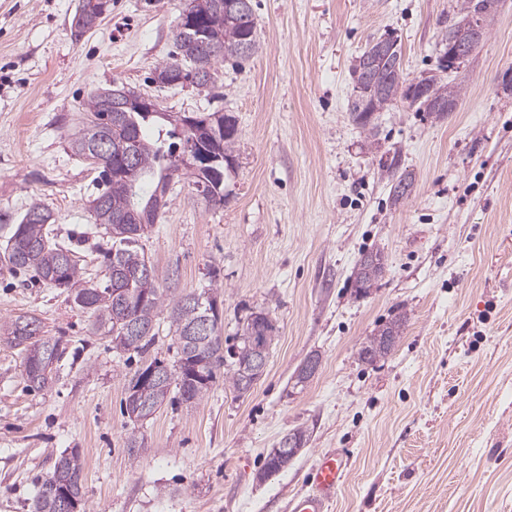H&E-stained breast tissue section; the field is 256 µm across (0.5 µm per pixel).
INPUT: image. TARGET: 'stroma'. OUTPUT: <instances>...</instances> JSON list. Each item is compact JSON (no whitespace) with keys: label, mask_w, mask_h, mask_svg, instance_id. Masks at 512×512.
I'll use <instances>...</instances> for the list:
<instances>
[{"label":"stroma","mask_w":512,"mask_h":512,"mask_svg":"<svg viewBox=\"0 0 512 512\" xmlns=\"http://www.w3.org/2000/svg\"><path fill=\"white\" fill-rule=\"evenodd\" d=\"M78 4L0 0V212L17 222L41 200L101 273L85 236L98 172L67 146L89 93L118 83L165 112L232 113L225 205L176 183L141 245L159 278L178 269L180 291L218 279L225 339L259 311L277 332L246 395L219 377L196 404L170 400L136 426L123 402L142 357L92 334L64 289L0 265V319L35 315L66 347L58 381L38 391L0 337V512H32L55 458L74 449L79 512H289L330 451L349 460L330 512H512V0L455 72L453 112L399 101L370 131L349 112L356 58L390 34L408 78L435 72L458 0H252L260 50L224 62L212 91L152 80L183 0H110L79 38ZM394 159L413 179L399 201L384 170ZM369 250L385 272L360 293L353 272ZM398 314L395 349L360 361ZM313 354L317 373L296 386ZM298 428L305 448L259 480ZM134 429L145 446L132 455Z\"/></svg>","instance_id":"obj_1"}]
</instances>
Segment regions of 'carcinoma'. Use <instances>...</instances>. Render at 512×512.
Segmentation results:
<instances>
[{
	"instance_id": "1",
	"label": "carcinoma",
	"mask_w": 512,
	"mask_h": 512,
	"mask_svg": "<svg viewBox=\"0 0 512 512\" xmlns=\"http://www.w3.org/2000/svg\"><path fill=\"white\" fill-rule=\"evenodd\" d=\"M227 0H186V7L195 11L202 22L220 33L222 39L198 47L193 31L177 22L172 32L177 54L156 68L155 81L170 85L196 65L217 71V65L238 57V47L245 41L250 45V55L260 49L256 35L254 12L231 11ZM91 0H82L74 17L76 36L94 29L102 15L90 6ZM377 40L368 43L352 67L354 84L371 89L366 97H354L350 112L354 122L364 129L373 128L375 115L388 109L395 101L402 100L417 110L444 115L438 103L458 101L462 88L447 81L446 74L454 69L455 62L448 51H443L436 72L428 76L429 94L419 98L410 94L413 81L401 74L394 77L392 58L379 55ZM137 97L140 92L116 85L110 89L92 92L86 101V121L83 127L68 135L72 153L99 169V180L104 189L93 200L92 213L95 224L104 230L112 241L109 248L101 250L104 258V283L87 273V261L71 244L53 234L54 218L51 211L39 200L29 204L20 223L14 225L6 242L3 260L9 270L31 271L42 284L50 288H63L73 303L94 318L93 329L109 338L117 353L148 352L156 336L159 315L168 311L170 327L177 337V363L185 371L163 380L145 383L139 388L138 397L126 402V413L138 423L152 417L170 399L171 391L179 393L183 402L194 404L201 400L216 379V370L224 359V339L221 330L204 337L189 338L187 332L202 320L216 301L214 288L216 276H211L210 289L199 293H176L174 288L158 285L157 274L144 277L136 272L152 263L145 256L139 242L147 236L159 219L163 206L158 195H166L171 183L183 180L185 160L174 150L175 143L165 144V138H179L187 142L193 137L191 129L179 123L180 116L160 112L147 118L140 112L128 110L115 112V96ZM208 123L217 141V147L227 163L217 165V171L201 169L197 175L212 185L205 202L222 206L228 194L224 181L233 164L238 125L236 117L227 112H207L199 116ZM376 264L359 259L354 270L355 288L365 292L371 288L385 269L382 252L368 253ZM406 319L402 315L367 338L358 350L360 360L373 363L387 356L403 334ZM265 332V339L272 341L276 331L273 320L256 313L242 327L241 337ZM0 336L16 348L22 356V373L29 385L48 389L58 378V362L64 349L61 338L49 336L38 317L20 314L0 321ZM295 448L281 450L278 458L264 463L262 478L267 479L288 468L297 450L307 443L303 430L292 432ZM65 488L76 503L85 496L84 465L79 452L63 453L53 465L52 476L45 480L33 502V512H64L62 498L57 490Z\"/></svg>"
}]
</instances>
